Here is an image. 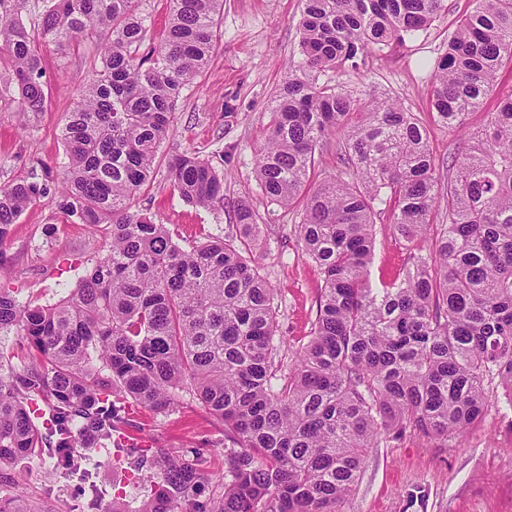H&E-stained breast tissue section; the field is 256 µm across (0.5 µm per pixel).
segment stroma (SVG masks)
Wrapping results in <instances>:
<instances>
[{"mask_svg": "<svg viewBox=\"0 0 512 512\" xmlns=\"http://www.w3.org/2000/svg\"><path fill=\"white\" fill-rule=\"evenodd\" d=\"M472 9L471 0H445V10L431 26L404 44L373 53L360 71H327L355 96L376 92L397 98L407 111L427 122L430 148L447 179L448 156L462 140L451 129L430 124L431 74L448 48V36ZM305 0H224L220 37L203 75L184 90L176 120L164 140L151 193V213L167 225L176 242L189 247L207 235H234V208L252 204L266 225L254 262L277 290L280 358L290 361L305 343L316 318L322 285L315 263L302 255L292 233L295 210L270 204L254 172V150L264 139L268 111L281 87L290 59L298 55ZM97 56L87 42L80 48L46 43L41 47L44 80L51 94L47 111L20 115L19 99L7 60H0V185L32 180L44 168H60L65 150L60 132L66 113ZM194 150L224 172V200L210 208L182 201L166 179V161ZM101 234L67 223L55 202L43 198L28 207L0 245V288L21 300L49 305L75 287L98 258ZM407 244L389 225L376 227L372 283L398 276ZM490 405L484 417L462 437L443 442L406 430L375 449L361 480L341 506L342 512H512V404L498 382L487 383ZM128 439L182 454L202 449L214 473L224 471V427L194 395L182 393L169 409L137 405L129 409ZM94 481L104 505L121 498L136 512L154 490L151 471L128 478L113 450L91 448ZM56 463L34 456L21 466H0V487L39 502L42 512H88V488L55 477Z\"/></svg>", "mask_w": 512, "mask_h": 512, "instance_id": "1", "label": "stroma"}]
</instances>
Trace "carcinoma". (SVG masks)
I'll list each match as a JSON object with an SVG mask.
<instances>
[{"label":"carcinoma","mask_w":512,"mask_h":512,"mask_svg":"<svg viewBox=\"0 0 512 512\" xmlns=\"http://www.w3.org/2000/svg\"><path fill=\"white\" fill-rule=\"evenodd\" d=\"M0 0V59L20 112L48 109L40 46L99 35L105 46L61 130L67 163L59 188L0 186V245L24 210L57 197L74 224L103 233L102 255L57 302L33 305L0 288V464L38 453L102 502L78 449L88 437L115 448L156 490L138 512H341L373 449L411 428L446 441L489 406L485 380L512 399V94L484 128L467 117L512 62V0H472L448 36L431 79L434 122L466 135L443 184L421 121L389 97H353L318 83L328 69L358 71L370 50L430 26L444 0H306L300 58L274 97L255 150L262 194L299 207L294 233L322 287L311 336L294 361L278 359L274 289L254 265L265 225L237 203L238 232L184 248L135 198L153 185L159 150L183 91L215 50L223 0H168L159 43L138 0ZM341 169L305 194L316 153L336 129ZM168 180L186 203L224 200V172L199 152L175 156ZM444 220L421 246L438 206ZM408 244L402 275L372 286L377 222ZM224 424V474L200 451L127 448L126 410H165L184 390ZM43 419V428L35 420ZM212 487L204 500L197 492ZM0 512H41L0 490Z\"/></svg>","instance_id":"carcinoma-1"}]
</instances>
